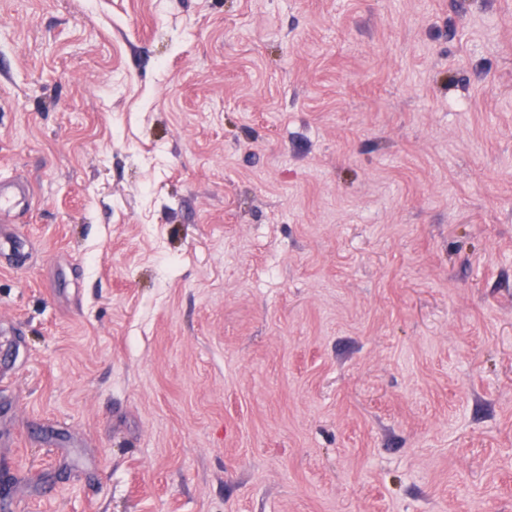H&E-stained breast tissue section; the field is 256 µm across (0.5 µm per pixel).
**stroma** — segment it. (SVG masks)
Returning <instances> with one entry per match:
<instances>
[{"label": "stroma", "instance_id": "stroma-1", "mask_svg": "<svg viewBox=\"0 0 512 512\" xmlns=\"http://www.w3.org/2000/svg\"><path fill=\"white\" fill-rule=\"evenodd\" d=\"M0 512H512V0H0ZM30 190L24 183L0 184V220L9 215L17 202V199H28Z\"/></svg>", "mask_w": 512, "mask_h": 512}]
</instances>
